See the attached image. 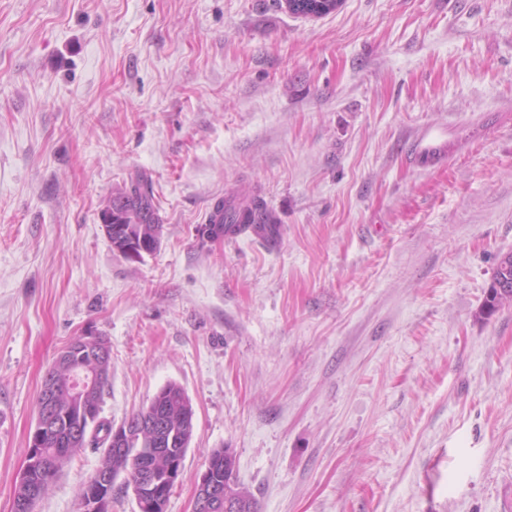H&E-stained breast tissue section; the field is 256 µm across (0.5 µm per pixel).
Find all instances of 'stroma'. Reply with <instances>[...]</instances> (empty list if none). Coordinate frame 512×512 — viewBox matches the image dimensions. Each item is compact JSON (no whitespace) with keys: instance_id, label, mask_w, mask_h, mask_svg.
<instances>
[{"instance_id":"stroma-1","label":"stroma","mask_w":512,"mask_h":512,"mask_svg":"<svg viewBox=\"0 0 512 512\" xmlns=\"http://www.w3.org/2000/svg\"><path fill=\"white\" fill-rule=\"evenodd\" d=\"M137 174L164 227L129 260L100 216ZM247 191L277 242L198 239ZM509 252L512 0H0V512L86 332L102 419L191 400L167 512L216 448L260 512H512V305L478 316ZM102 456L35 512H80Z\"/></svg>"}]
</instances>
